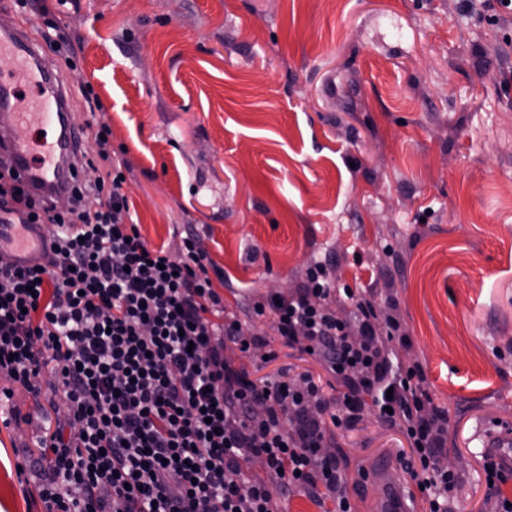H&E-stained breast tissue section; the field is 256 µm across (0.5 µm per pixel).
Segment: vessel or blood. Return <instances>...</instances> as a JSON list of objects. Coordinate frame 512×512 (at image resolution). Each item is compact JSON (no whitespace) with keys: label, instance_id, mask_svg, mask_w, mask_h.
Returning a JSON list of instances; mask_svg holds the SVG:
<instances>
[{"label":"vessel or blood","instance_id":"vessel-or-blood-1","mask_svg":"<svg viewBox=\"0 0 512 512\" xmlns=\"http://www.w3.org/2000/svg\"><path fill=\"white\" fill-rule=\"evenodd\" d=\"M45 45L32 42L26 31L11 17L0 13V99L15 100L14 78L26 77L37 86L41 99L33 110L4 113V120H17L22 125H37L40 130L52 131V139L40 146L42 162H34L32 144L19 139L0 140V159L19 174L21 181L36 198L50 200L67 193L72 185L71 166L73 137L76 133L68 110L65 91L40 66ZM14 245L12 256L22 267L46 263L50 242L43 226L37 224H0V245Z\"/></svg>","mask_w":512,"mask_h":512}]
</instances>
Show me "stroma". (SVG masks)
<instances>
[{
	"mask_svg": "<svg viewBox=\"0 0 512 512\" xmlns=\"http://www.w3.org/2000/svg\"><path fill=\"white\" fill-rule=\"evenodd\" d=\"M15 18L35 40L48 20L63 32L75 68L51 51L43 67L71 89L76 126L109 127L142 237L174 251L195 233L227 312L266 333L273 359L229 345L231 365L343 391L253 318L326 263L337 288L399 321L398 359L448 412V512H490L482 442L512 431V18L462 0H29ZM83 86L103 112L89 116ZM11 406L0 512H41L17 465L31 420L66 404L45 386L15 389ZM329 438L355 512H378L387 487L365 474L410 454L408 440L369 412Z\"/></svg>",
	"mask_w": 512,
	"mask_h": 512,
	"instance_id": "35a3bbf8",
	"label": "stroma"
}]
</instances>
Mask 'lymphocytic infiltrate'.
Returning <instances> with one entry per match:
<instances>
[{"label":"lymphocytic infiltrate","mask_w":512,"mask_h":512,"mask_svg":"<svg viewBox=\"0 0 512 512\" xmlns=\"http://www.w3.org/2000/svg\"><path fill=\"white\" fill-rule=\"evenodd\" d=\"M108 126L96 133L104 172L75 179L67 210L35 200L19 180L0 184V213L47 224L53 256L23 268L0 258V424L15 417L13 385L40 394L42 372L68 414L45 425L28 468L43 512H278L277 492L301 488L352 512L347 481L322 452L329 426L354 427L365 410L398 425L416 455L403 470L448 512L454 473L438 455L448 413L434 405L420 367H402L391 342L399 322L348 294L350 318L328 307L325 264L294 295L258 304L284 344L323 359L347 390L329 403L311 377L254 380L224 361V346L262 355L255 325L224 310L198 236L177 253L141 236L112 161ZM258 461L264 478L244 465Z\"/></svg>","instance_id":"1"}]
</instances>
